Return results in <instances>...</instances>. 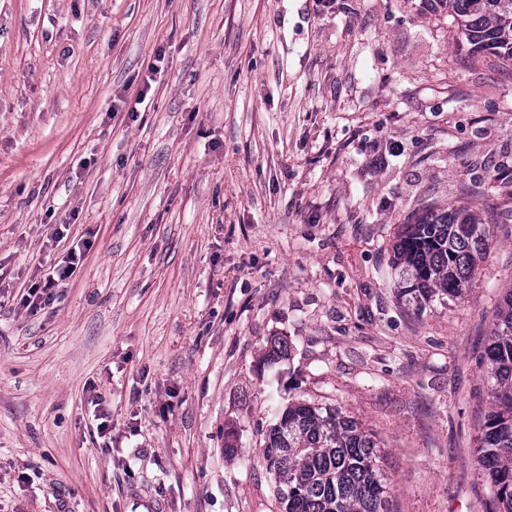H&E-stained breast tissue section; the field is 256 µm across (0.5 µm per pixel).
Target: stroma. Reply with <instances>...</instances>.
Wrapping results in <instances>:
<instances>
[{"instance_id": "obj_1", "label": "stroma", "mask_w": 512, "mask_h": 512, "mask_svg": "<svg viewBox=\"0 0 512 512\" xmlns=\"http://www.w3.org/2000/svg\"><path fill=\"white\" fill-rule=\"evenodd\" d=\"M451 204L490 247L418 314L390 244ZM510 287L512 63L422 0H0V512H128L133 489L278 512L264 436L301 400L376 434L391 512H484L482 355ZM91 246L88 240L72 243L61 259L50 267L45 277H40L38 282L35 280L34 284L30 285L27 295L22 296L20 300L21 306L27 311H35L41 309L42 304H48L54 296L55 288L67 284L76 271L84 266Z\"/></svg>"}]
</instances>
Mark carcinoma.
Wrapping results in <instances>:
<instances>
[{
	"mask_svg": "<svg viewBox=\"0 0 512 512\" xmlns=\"http://www.w3.org/2000/svg\"><path fill=\"white\" fill-rule=\"evenodd\" d=\"M448 12L474 53L512 61V0H426ZM489 228L450 206L406 224L393 244L397 295L421 313L448 304L474 282ZM483 360L490 410L474 440L486 512H512V288L504 295ZM267 472L282 512H390L383 448L362 422L334 406L302 401L276 413L264 441Z\"/></svg>",
	"mask_w": 512,
	"mask_h": 512,
	"instance_id": "carcinoma-1",
	"label": "carcinoma"
}]
</instances>
